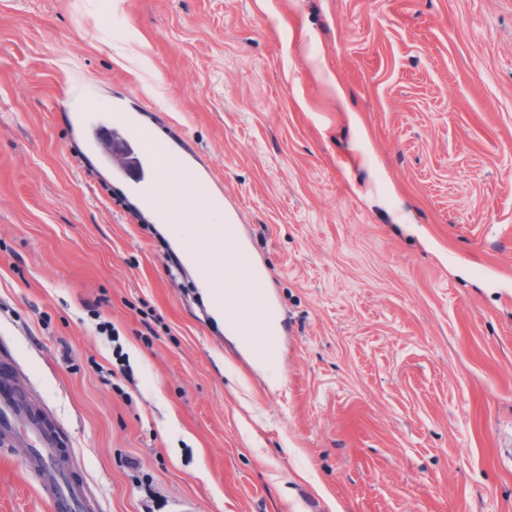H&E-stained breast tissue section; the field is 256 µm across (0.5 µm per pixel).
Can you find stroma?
Masks as SVG:
<instances>
[{
  "instance_id": "obj_1",
  "label": "stroma",
  "mask_w": 512,
  "mask_h": 512,
  "mask_svg": "<svg viewBox=\"0 0 512 512\" xmlns=\"http://www.w3.org/2000/svg\"><path fill=\"white\" fill-rule=\"evenodd\" d=\"M78 79L194 148L274 367L96 172ZM0 365L92 512H512V0H0ZM28 449L0 512H49ZM235 248L238 249L241 259H245L251 270L252 279L259 284V295H262L261 309L263 326L262 330L268 332V336H283L286 329V318L279 303L268 291L264 271L253 255L245 248L244 241L237 234Z\"/></svg>"
}]
</instances>
